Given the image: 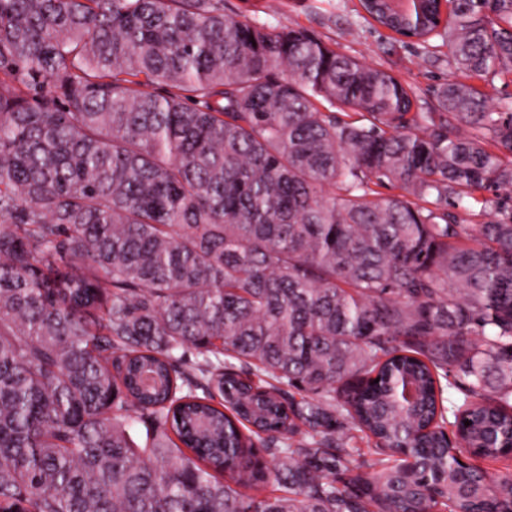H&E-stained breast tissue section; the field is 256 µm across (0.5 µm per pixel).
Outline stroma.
Segmentation results:
<instances>
[{
  "label": "stroma",
  "mask_w": 512,
  "mask_h": 512,
  "mask_svg": "<svg viewBox=\"0 0 512 512\" xmlns=\"http://www.w3.org/2000/svg\"><path fill=\"white\" fill-rule=\"evenodd\" d=\"M359 0H341L340 8L326 0H283L270 22L280 27H305L313 30L340 53L358 58L369 66L400 72L419 90L443 82L449 68L444 61L424 55L416 47L391 39L377 24L360 18Z\"/></svg>",
  "instance_id": "1"
}]
</instances>
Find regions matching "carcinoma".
<instances>
[{"instance_id":"obj_1","label":"carcinoma","mask_w":512,"mask_h":512,"mask_svg":"<svg viewBox=\"0 0 512 512\" xmlns=\"http://www.w3.org/2000/svg\"><path fill=\"white\" fill-rule=\"evenodd\" d=\"M360 5L448 80L268 0H0V512L512 509L448 453L512 458V208L448 212L512 188V0ZM283 1L281 11L269 17L280 27H305L313 30L340 53L354 56L369 66L400 72L421 92L443 82L450 70L446 62L435 61L411 45L389 38H399L377 24L361 19L359 0H339L332 8L326 0Z\"/></svg>"}]
</instances>
